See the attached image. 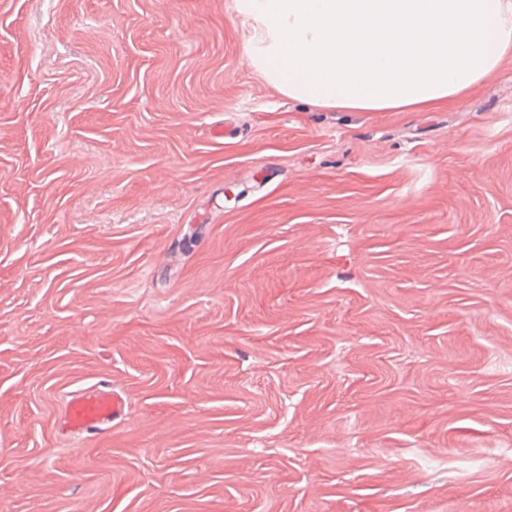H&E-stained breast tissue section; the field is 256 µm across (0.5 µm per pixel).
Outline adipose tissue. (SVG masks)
Instances as JSON below:
<instances>
[{
  "mask_svg": "<svg viewBox=\"0 0 512 512\" xmlns=\"http://www.w3.org/2000/svg\"><path fill=\"white\" fill-rule=\"evenodd\" d=\"M282 95L351 112L457 102L512 59V0H235Z\"/></svg>",
  "mask_w": 512,
  "mask_h": 512,
  "instance_id": "ef3b65f1",
  "label": "adipose tissue"
}]
</instances>
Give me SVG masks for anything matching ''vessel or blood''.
Masks as SVG:
<instances>
[{"label": "vessel or blood", "mask_w": 512, "mask_h": 512, "mask_svg": "<svg viewBox=\"0 0 512 512\" xmlns=\"http://www.w3.org/2000/svg\"><path fill=\"white\" fill-rule=\"evenodd\" d=\"M126 404L108 385H95L70 393L62 411L61 426L72 434L90 433L120 419Z\"/></svg>", "instance_id": "obj_1"}]
</instances>
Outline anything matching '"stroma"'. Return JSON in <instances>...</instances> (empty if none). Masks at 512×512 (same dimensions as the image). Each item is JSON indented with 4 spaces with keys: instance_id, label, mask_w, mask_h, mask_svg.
<instances>
[{
    "instance_id": "obj_1",
    "label": "stroma",
    "mask_w": 512,
    "mask_h": 512,
    "mask_svg": "<svg viewBox=\"0 0 512 512\" xmlns=\"http://www.w3.org/2000/svg\"><path fill=\"white\" fill-rule=\"evenodd\" d=\"M246 39L0 0V512H512V60L346 112ZM126 404L110 385H95L74 391L62 411L61 426L71 434L91 433L121 419Z\"/></svg>"
}]
</instances>
